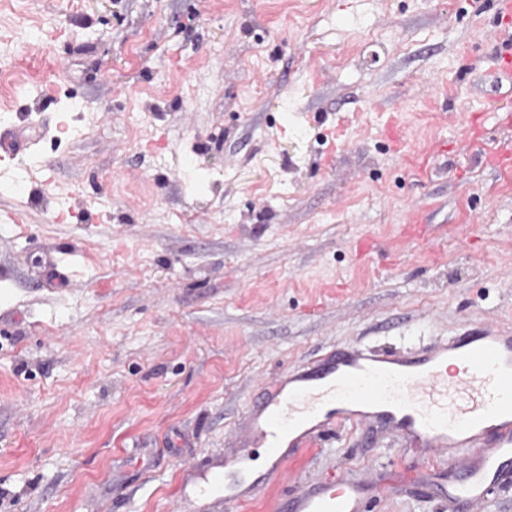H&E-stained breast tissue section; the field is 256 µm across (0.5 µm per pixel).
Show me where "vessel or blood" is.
I'll use <instances>...</instances> for the list:
<instances>
[{"instance_id":"1","label":"vessel or blood","mask_w":512,"mask_h":512,"mask_svg":"<svg viewBox=\"0 0 512 512\" xmlns=\"http://www.w3.org/2000/svg\"><path fill=\"white\" fill-rule=\"evenodd\" d=\"M365 422L395 432L447 479L457 512H478L512 471V329L489 324L420 352L356 345L274 378L243 422L242 453L204 481L223 484L225 512H238L259 484L246 449H264L276 472L332 426ZM396 484L382 476L370 488L349 480L311 485L288 510L364 512L371 493L390 494Z\"/></svg>"}]
</instances>
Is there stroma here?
Masks as SVG:
<instances>
[{"instance_id": "stroma-1", "label": "stroma", "mask_w": 512, "mask_h": 512, "mask_svg": "<svg viewBox=\"0 0 512 512\" xmlns=\"http://www.w3.org/2000/svg\"><path fill=\"white\" fill-rule=\"evenodd\" d=\"M494 2L0 0V512H180L276 375L512 327ZM413 463L337 428L241 512Z\"/></svg>"}]
</instances>
